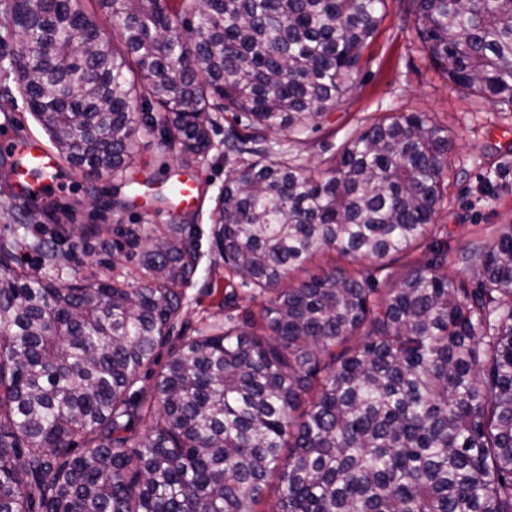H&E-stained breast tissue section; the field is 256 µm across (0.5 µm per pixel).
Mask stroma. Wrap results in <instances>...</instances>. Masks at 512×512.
Returning <instances> with one entry per match:
<instances>
[{
  "label": "stroma",
  "mask_w": 512,
  "mask_h": 512,
  "mask_svg": "<svg viewBox=\"0 0 512 512\" xmlns=\"http://www.w3.org/2000/svg\"><path fill=\"white\" fill-rule=\"evenodd\" d=\"M405 8L404 0H386L359 94L349 107L319 118L297 151L303 163L318 165L360 131L363 118L391 112H424L447 127L454 148L448 156L447 194L435 218L440 233L426 240L413 257L423 265L435 251L447 249L449 277L466 284L471 274L461 261L463 251L500 225L512 224V107L458 88L431 66L404 21ZM213 118L214 148L189 167L176 154L161 155L153 138L142 139L137 167L98 180L106 200L119 203L102 218L84 212L74 223L57 225L51 211L20 205L9 183L0 181V243L12 244L25 268L58 282L93 276L117 279L133 288L144 286V253L167 237L173 216L183 217L198 263L192 280L181 287L183 308L167 345L158 351L161 364L189 337L223 324L225 315L241 320L260 308L242 282L228 283L224 256L214 237L215 207L226 169L224 115L217 112ZM177 180L196 184L194 200H163V192ZM53 232L62 236L65 257L47 265L32 245L42 234ZM231 290L238 302L228 309L224 296Z\"/></svg>",
  "instance_id": "stroma-1"
}]
</instances>
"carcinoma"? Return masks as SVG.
<instances>
[{
    "mask_svg": "<svg viewBox=\"0 0 512 512\" xmlns=\"http://www.w3.org/2000/svg\"><path fill=\"white\" fill-rule=\"evenodd\" d=\"M382 7L0 0L18 92L88 178L134 166L151 136L189 166L213 148L210 112L231 115L216 236L264 298L185 341L147 401L136 385L195 273L184 226L144 254L141 288L46 281L0 245V512H262L273 477L275 512H512V224L465 252L473 287L441 248L384 288L387 261L435 232L447 129L387 115L324 168L271 139L351 103ZM406 13L449 81L512 105V0Z\"/></svg>",
    "mask_w": 512,
    "mask_h": 512,
    "instance_id": "obj_1",
    "label": "carcinoma"
}]
</instances>
